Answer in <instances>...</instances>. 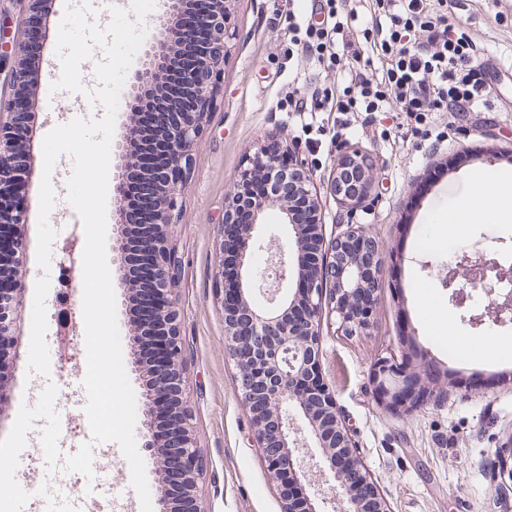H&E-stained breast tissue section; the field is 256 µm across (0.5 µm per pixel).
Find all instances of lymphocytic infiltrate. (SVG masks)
<instances>
[{"label": "lymphocytic infiltrate", "mask_w": 512, "mask_h": 512, "mask_svg": "<svg viewBox=\"0 0 512 512\" xmlns=\"http://www.w3.org/2000/svg\"><path fill=\"white\" fill-rule=\"evenodd\" d=\"M386 24L378 26L374 47L387 66L379 80L349 69L348 90L318 102L313 112H379L389 101H397L405 112H444L451 106L477 108L487 103L491 93L485 73L477 62L479 51L467 35L449 38L445 15L428 10L426 0H384ZM188 50L171 54L164 74V106L141 113L134 120L138 131L133 152L139 167L126 179V241L131 257L129 274L138 289L131 310L139 317L151 306L149 280L152 260L142 246L150 232L146 203L154 188L140 175L141 167L161 156L164 144L158 130L167 119V105L181 89V78L191 68Z\"/></svg>", "instance_id": "1"}]
</instances>
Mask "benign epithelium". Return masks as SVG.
<instances>
[{
	"mask_svg": "<svg viewBox=\"0 0 512 512\" xmlns=\"http://www.w3.org/2000/svg\"><path fill=\"white\" fill-rule=\"evenodd\" d=\"M28 16L24 40H30L33 23L43 11L42 0H24ZM236 0H207L206 12L193 18L183 14L180 0H164L155 25L163 37L157 50L153 37L138 66L126 81L127 107L146 112L158 105L156 87L163 76L166 55L183 44L194 46L197 61L184 76L183 97L172 121L159 137L168 152L147 172L160 185L150 204L155 233L146 242L154 256L153 277L157 305L142 323H132L135 333L159 328L170 336L165 351L170 370L159 374L143 360L137 368L145 384L155 388L148 398L142 421V447L158 473L170 465L178 468L185 488L184 497L169 502L158 499L159 512H204L196 488L204 473V461L195 445L191 413L185 398L183 361L186 348L178 330L179 303L176 293L174 254L169 244L172 217L180 187L190 171V159L198 137L212 110L215 75L224 65L228 32L225 20ZM30 58L18 54L0 41V76L10 87L5 105H0V272L14 263L21 265L26 244L19 231L27 223L28 207L22 189L28 153L17 134V115L30 108ZM133 127L115 144L120 168H130L134 155L128 144ZM250 179L273 184L266 196L250 202V219L236 223L238 207L244 200L243 186ZM375 181L373 166L359 150L340 154L328 178L334 196L344 204L358 206L371 195ZM316 171L302 157L300 149L282 141L281 135L267 134L255 145L239 168L233 190L225 197L224 220L219 225L216 248L215 283L224 312L225 351L234 362L236 383L266 470L281 490L282 512H329L339 504V512H392L390 504L371 476L357 451L353 434L346 425L334 393L322 368L320 322L323 311L337 316L346 335L365 333L374 326V312L363 314L357 303L364 294L378 298L385 259L366 227L353 222L346 211V229L328 240L323 233L324 215L317 195ZM277 209L288 226V247L276 238L267 243L257 235L268 210ZM233 241L238 266L232 277L224 272L225 243ZM278 251L264 267L254 263L258 251ZM463 279L496 303L503 289L496 274L494 258L464 263ZM271 290L267 305L253 302L255 293ZM25 292L22 278L11 279L9 288H0V402L5 397L10 374V353L4 342L12 336L5 314L20 317ZM414 378L405 374L392 358L378 361L372 383L380 398L395 412L407 411L422 399ZM175 392L180 405L175 415L176 436L161 441L155 433L152 406L164 394ZM314 441L321 449L318 469L305 463L303 449Z\"/></svg>",
	"mask_w": 512,
	"mask_h": 512,
	"instance_id": "1",
	"label": "benign epithelium"
}]
</instances>
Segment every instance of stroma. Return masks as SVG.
Masks as SVG:
<instances>
[{
	"label": "stroma",
	"mask_w": 512,
	"mask_h": 512,
	"mask_svg": "<svg viewBox=\"0 0 512 512\" xmlns=\"http://www.w3.org/2000/svg\"><path fill=\"white\" fill-rule=\"evenodd\" d=\"M354 12L350 37L380 78L367 36L376 22L375 0H347ZM316 0H236L228 19V54L214 109L193 152L191 171L173 213L172 247L178 262L180 336L187 349L185 393L194 434L206 463L199 482L205 512H281V502L256 446L225 353L224 314L218 300L215 252L224 198L232 190L246 155L266 133L280 132L297 143L317 171L325 235L342 227L343 207L326 179L341 148L359 149L376 169L369 210L356 214L384 256L375 324L369 333L343 334L333 316L321 320L326 379L361 456L389 501L392 512H512V500L497 494L503 482L497 460L512 440V361L472 363L466 351L492 333L512 339V320L488 313V298L476 293L456 306L446 282L462 256L484 254L499 261L512 282V220L464 221L456 234L444 230L449 212L467 200L493 205L502 194L497 176L512 180V0H448L449 36L466 31L479 60L494 77L488 106L453 112L296 111L344 83L348 56L306 57L290 50L293 25L322 23ZM52 179L55 203L49 216L57 235L49 273L37 264L38 200L30 198L27 241L20 269L25 299L11 350V398L0 406V504L7 512H33L19 488L22 468L37 451L41 435L57 430L65 417L84 415L83 402L62 401L53 391L42 401L27 398L28 350L35 283L48 275L47 339L57 334L61 312L83 326V268L75 266L74 290L58 282L61 248L83 253L85 233L67 200L73 170L61 155ZM125 368L134 392L137 345L129 319L130 292L114 291ZM394 358L419 372L426 400L406 414L382 404L371 382L375 363Z\"/></svg>",
	"instance_id": "1"
}]
</instances>
